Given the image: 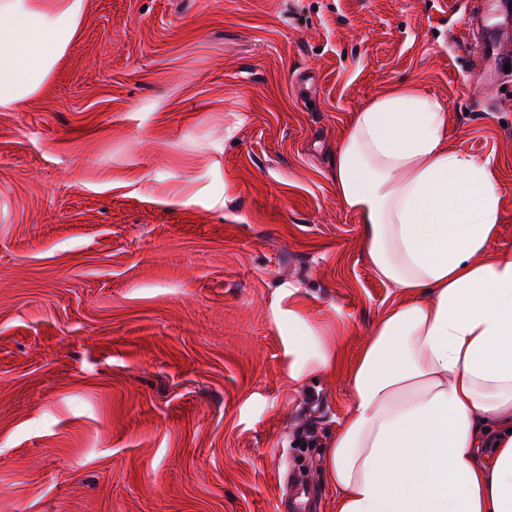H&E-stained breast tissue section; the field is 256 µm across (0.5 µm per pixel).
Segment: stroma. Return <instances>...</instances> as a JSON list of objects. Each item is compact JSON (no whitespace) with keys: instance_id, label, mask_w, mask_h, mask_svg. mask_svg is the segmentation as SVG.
<instances>
[{"instance_id":"stroma-1","label":"stroma","mask_w":512,"mask_h":512,"mask_svg":"<svg viewBox=\"0 0 512 512\" xmlns=\"http://www.w3.org/2000/svg\"><path fill=\"white\" fill-rule=\"evenodd\" d=\"M487 2L86 0L0 110V512H334L346 379L290 388L272 307L299 288L351 360L398 300L331 166L398 84L488 161L487 251L512 247V80L473 73L464 22Z\"/></svg>"}]
</instances>
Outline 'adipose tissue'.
Returning <instances> with one entry per match:
<instances>
[{
    "instance_id": "obj_1",
    "label": "adipose tissue",
    "mask_w": 512,
    "mask_h": 512,
    "mask_svg": "<svg viewBox=\"0 0 512 512\" xmlns=\"http://www.w3.org/2000/svg\"><path fill=\"white\" fill-rule=\"evenodd\" d=\"M85 0H0V109L27 103L77 37ZM439 102L398 85L355 112L336 195L372 269L402 294L373 324L327 449L336 512H512V248L485 258L500 195L444 142ZM284 289L288 381L336 368V337Z\"/></svg>"
}]
</instances>
